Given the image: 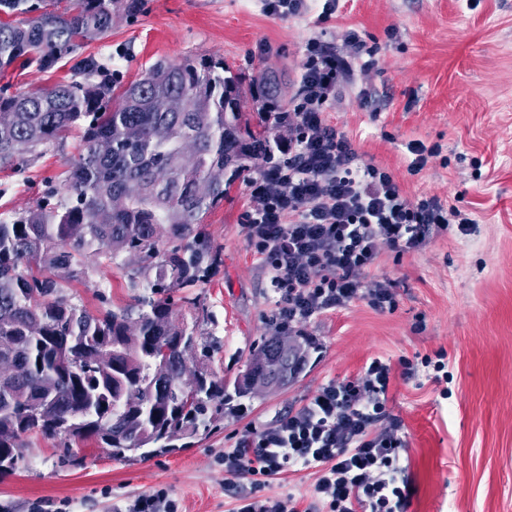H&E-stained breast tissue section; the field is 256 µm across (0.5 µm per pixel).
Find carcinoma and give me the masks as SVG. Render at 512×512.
Segmentation results:
<instances>
[{"label": "carcinoma", "mask_w": 512, "mask_h": 512, "mask_svg": "<svg viewBox=\"0 0 512 512\" xmlns=\"http://www.w3.org/2000/svg\"><path fill=\"white\" fill-rule=\"evenodd\" d=\"M144 0H0V72L39 70L133 16ZM50 89L0 94V166L72 128L83 150L63 183L67 201L0 217V475L14 473L30 436L60 437L69 454L88 443L146 459L208 433L224 411L254 397L250 379L269 336L228 384L189 370L185 355L215 350L199 321L176 318L172 294L205 282L220 262L202 228L248 169L273 150L284 112L280 78L251 94L263 128L241 125L246 98L224 59L157 61L121 92L93 57ZM167 229L161 238L160 228ZM122 263L133 303L94 316L72 302L63 278L89 260Z\"/></svg>", "instance_id": "obj_1"}]
</instances>
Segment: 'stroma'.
Segmentation results:
<instances>
[{
    "label": "stroma",
    "mask_w": 512,
    "mask_h": 512,
    "mask_svg": "<svg viewBox=\"0 0 512 512\" xmlns=\"http://www.w3.org/2000/svg\"><path fill=\"white\" fill-rule=\"evenodd\" d=\"M350 29L375 47L378 66L354 70L340 84L329 122L409 195L456 203L472 220L468 233L449 225L400 259L381 247L368 276L395 282L397 309L379 313L357 300L312 320L303 329L315 344L304 372L244 400L185 448L129 461L91 444L75 465L60 439L33 438L20 468L0 478V512H124L159 488L180 512H232L235 491L224 483L220 458L243 432L300 407L323 384L356 376L371 358L395 364L440 351L447 386L422 367L395 375L388 392L389 412L403 422L408 512H512V0H341L323 23L313 11L267 15L261 0H145L82 53L124 85L160 59L216 56L247 91L263 74H285L292 97L309 38L346 56ZM72 76L66 62L43 71L16 65L0 75V86L25 93ZM412 140L435 151L414 175ZM81 144L73 129L23 167H0V215L36 207L61 185ZM247 202L239 180L207 215L203 228L221 262L194 290L210 316L202 330L218 343L211 367L228 381L272 333L268 279L245 237ZM67 292L93 315L134 295L126 268L104 262L89 263Z\"/></svg>",
    "instance_id": "stroma-1"
}]
</instances>
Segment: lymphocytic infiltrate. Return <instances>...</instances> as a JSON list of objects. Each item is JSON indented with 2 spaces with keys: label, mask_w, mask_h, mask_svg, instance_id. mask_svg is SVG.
I'll list each match as a JSON object with an SVG mask.
<instances>
[{
  "label": "lymphocytic infiltrate",
  "mask_w": 512,
  "mask_h": 512,
  "mask_svg": "<svg viewBox=\"0 0 512 512\" xmlns=\"http://www.w3.org/2000/svg\"><path fill=\"white\" fill-rule=\"evenodd\" d=\"M345 39L353 48L347 59L319 38L308 40L299 90L278 120L288 131L280 157L250 184L246 241L266 271L272 326L281 335H297L312 318L357 299L394 311L391 282L367 277L380 245L401 257L432 230L454 224L464 233L470 223L455 204L409 197L391 171L363 160L328 122L329 103L353 60L365 71L377 64L355 31ZM444 359H372L356 377L328 382L269 426L247 430L223 457L227 486L249 485L234 512H407L411 488L397 476L405 442L401 420L387 409L389 385L394 370L409 376L419 366L433 368L434 382L442 383ZM301 468L316 471L310 495L268 494L273 479Z\"/></svg>",
  "instance_id": "lymphocytic-infiltrate-1"
}]
</instances>
